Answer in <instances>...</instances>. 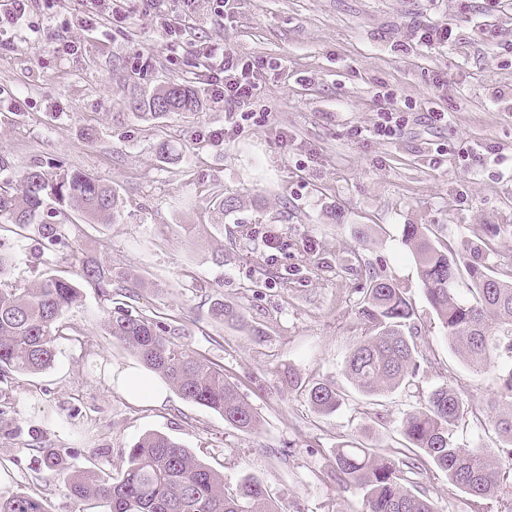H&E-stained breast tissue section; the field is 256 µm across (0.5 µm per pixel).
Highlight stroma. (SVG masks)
Returning a JSON list of instances; mask_svg holds the SVG:
<instances>
[{
    "mask_svg": "<svg viewBox=\"0 0 512 512\" xmlns=\"http://www.w3.org/2000/svg\"><path fill=\"white\" fill-rule=\"evenodd\" d=\"M79 4L64 0L48 15L34 0L28 22L9 29L12 47L0 49V158L16 180L43 163L112 185L123 218L72 227L78 256L142 275L148 285L137 289V306L168 315L181 344L223 366L259 424L237 431L172 391L160 403L120 392L112 369L136 358L105 333V306L88 287L63 316L81 342L60 341L44 372L0 382V492L72 512L43 449L114 478L135 441L161 433L223 474L226 491L252 475L285 512H364L362 491L334 467V448L352 439L401 447L402 418L440 386L470 405L456 442L494 448L491 404L501 399L505 364L477 373L449 348L401 231L423 224L458 250L489 245L486 263L512 273V182L493 160L512 153V107L489 101L491 88L512 92V54L473 29L482 22L512 43V9L492 11L484 0H196L186 50L174 57L165 27L140 12L120 28L75 30L69 19ZM435 22L454 28V42L410 47L412 29ZM53 39L82 47L61 57L48 48ZM216 40L256 66L251 119L232 121L208 91L197 48ZM173 79L197 87L200 109L137 117L135 101ZM381 90L396 93L405 119L393 140L366 135L387 109ZM431 107L449 113L448 125L428 121ZM232 123L223 146L205 139ZM163 143L179 151L178 162L163 160ZM227 197L237 202L229 214L220 206ZM364 224L372 235L360 241ZM4 242L18 287L50 271L80 272L53 262L34 231ZM372 271L404 291L411 332L432 349L409 384L379 398L355 392L346 375L365 333L358 308ZM218 299L242 321L214 318ZM316 381L345 392L336 412L310 404L303 385Z\"/></svg>",
    "mask_w": 512,
    "mask_h": 512,
    "instance_id": "obj_1",
    "label": "stroma"
}]
</instances>
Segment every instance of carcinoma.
Listing matches in <instances>:
<instances>
[{
    "instance_id": "1",
    "label": "carcinoma",
    "mask_w": 512,
    "mask_h": 512,
    "mask_svg": "<svg viewBox=\"0 0 512 512\" xmlns=\"http://www.w3.org/2000/svg\"><path fill=\"white\" fill-rule=\"evenodd\" d=\"M199 107L196 89L180 80L163 83L135 104L139 116L155 119ZM76 214L89 224H114L122 217L119 196L90 174L73 170L56 175L41 165L26 171L18 184L10 178L0 181V223L34 229L58 261L75 258L70 226ZM402 241L448 345L476 372L494 357L512 360V279L490 274L479 260L465 261L421 224L404 225ZM463 271L470 279L467 300L456 293ZM80 278L78 282L45 273L28 288L0 283V377L37 374L53 364L59 341L73 331L62 316L81 301L85 283L107 306L108 335L182 399L213 410L238 431L255 429V412L224 376L223 366L176 342L179 328L128 303L112 306L126 283L141 285L138 278L90 258L81 261ZM359 314L370 324L369 334L351 350L347 375L358 393L377 398L400 387L427 355L405 334L414 310L402 289L370 276ZM500 391L509 399V410L496 413L495 427L512 456V366L501 374ZM308 396L314 409L324 413L335 411L343 401L341 391L321 382L308 387ZM465 408L460 395L441 386L429 394L423 408L401 420L403 447L379 452L347 441L335 449L336 470L363 491L365 512H437L414 477L429 480L440 474L449 488L468 497L470 512H486L491 499L497 500L499 512H512V469L503 468L484 448L454 443L452 427ZM65 486L75 512H84L82 504L91 500L99 512H281L258 478L248 476L235 492L227 493L224 475L159 433L146 434L129 448L120 478L109 481L93 471H75L67 475ZM0 512L47 509L34 497L0 492Z\"/></svg>"
}]
</instances>
